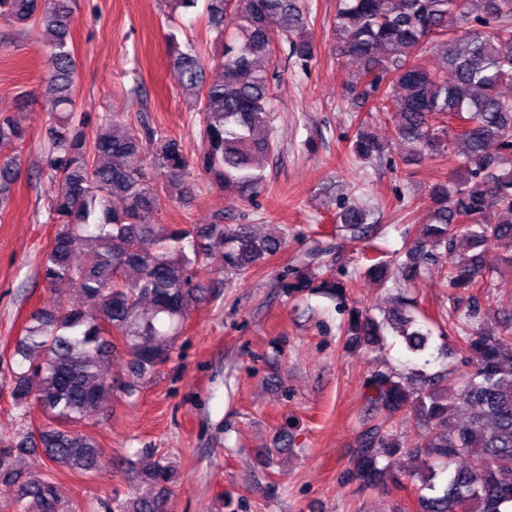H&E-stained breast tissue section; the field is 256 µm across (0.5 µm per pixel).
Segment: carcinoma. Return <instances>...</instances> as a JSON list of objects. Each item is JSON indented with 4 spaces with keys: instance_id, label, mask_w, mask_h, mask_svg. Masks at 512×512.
Returning a JSON list of instances; mask_svg holds the SVG:
<instances>
[{
    "instance_id": "carcinoma-1",
    "label": "carcinoma",
    "mask_w": 512,
    "mask_h": 512,
    "mask_svg": "<svg viewBox=\"0 0 512 512\" xmlns=\"http://www.w3.org/2000/svg\"><path fill=\"white\" fill-rule=\"evenodd\" d=\"M75 10L76 0H0V22L38 29L53 63L44 79L52 109L41 174L53 186L47 214L56 232L41 277L50 287L76 288L95 307L90 314L52 297L30 314L18 340L11 397L25 414L36 409L43 422L38 434L28 431L0 448V490L11 495L15 512H77L62 502L55 474L61 468L91 474L102 462L95 440L74 424L108 395L134 396L170 361L187 309L212 294L201 270L245 273L269 262L288 239L284 229L258 237L251 225L222 219L156 223L161 191L146 171L140 133L111 112L99 116L91 133L75 112L78 72L69 45ZM206 11L218 50L211 63L169 35L173 79L191 98L200 145L191 155L177 140L151 132L156 178L182 199L191 196L190 174L198 171L246 199L265 190V164L279 151L272 134L256 135L269 127L274 80L259 59L271 58L276 34L296 60L313 58L311 3L207 0ZM274 19L280 20L275 32ZM333 28L337 55L360 65L357 98L373 101L375 112L394 114V134L413 144L415 157L454 165L452 177L431 187L428 223L394 259L367 267L381 281L396 268L406 288L435 268L451 288L449 306L438 307L435 318H420L401 301L380 319L357 310L344 326L347 343L374 349L384 346L390 330L408 355L406 371L377 370L368 381L371 406L383 418L362 431L344 478L362 488L416 482L418 512H501L512 502V289L494 293L500 329L483 332L479 322L482 290L496 288L499 273L486 263L487 254L495 251L512 269V94L502 91L512 81V0H338ZM450 124L457 128L451 140ZM26 138L15 116L0 112V142ZM491 143L497 152L487 151ZM352 151L366 160L380 154V146L360 129ZM20 169L18 157L0 161V209ZM336 218L355 238L374 231L357 206ZM84 242L89 248L76 261ZM113 335L129 356L126 380L114 379L105 365ZM461 352L471 356V372H427ZM406 407L426 429L419 444H404L388 428ZM35 440L50 469L30 480L15 469V454L31 451ZM397 453L422 459L423 471L397 475L388 463ZM174 476L173 462L160 456L139 473L155 494L114 497L102 507L169 512Z\"/></svg>"
}]
</instances>
